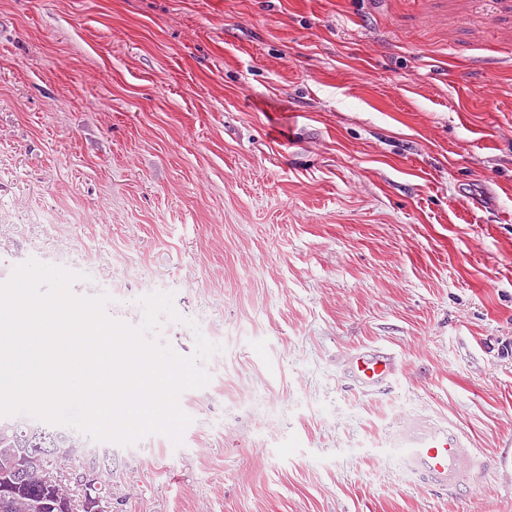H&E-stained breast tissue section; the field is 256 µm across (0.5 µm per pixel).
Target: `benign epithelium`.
Here are the masks:
<instances>
[{
    "mask_svg": "<svg viewBox=\"0 0 512 512\" xmlns=\"http://www.w3.org/2000/svg\"><path fill=\"white\" fill-rule=\"evenodd\" d=\"M78 454L76 448H0V456L9 465L10 475L0 482V503L7 509H20L24 501L20 490L29 482L37 483L55 492L45 507L54 512H77L74 487H92L100 479L94 462L74 472L63 466Z\"/></svg>",
    "mask_w": 512,
    "mask_h": 512,
    "instance_id": "obj_1",
    "label": "benign epithelium"
}]
</instances>
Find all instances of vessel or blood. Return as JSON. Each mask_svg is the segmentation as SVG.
<instances>
[{
	"instance_id": "obj_1",
	"label": "vessel or blood",
	"mask_w": 512,
	"mask_h": 512,
	"mask_svg": "<svg viewBox=\"0 0 512 512\" xmlns=\"http://www.w3.org/2000/svg\"><path fill=\"white\" fill-rule=\"evenodd\" d=\"M341 369L354 389L374 394L402 374L404 363L392 347L365 343L345 355ZM391 445L399 451L406 470L435 491L466 492L488 468L469 437L447 419H407L394 430Z\"/></svg>"
}]
</instances>
